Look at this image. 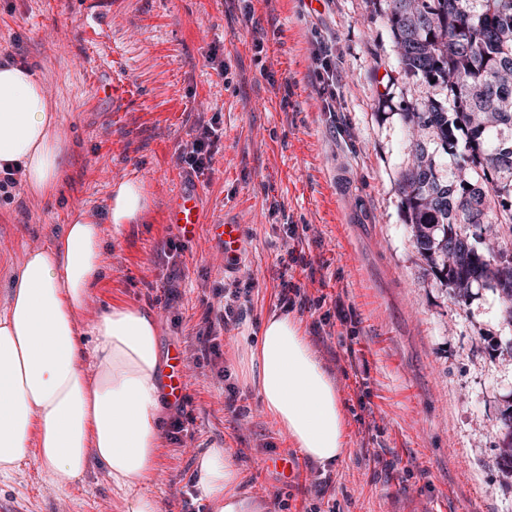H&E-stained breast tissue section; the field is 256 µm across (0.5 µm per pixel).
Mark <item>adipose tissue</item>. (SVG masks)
<instances>
[{
	"label": "adipose tissue",
	"mask_w": 512,
	"mask_h": 512,
	"mask_svg": "<svg viewBox=\"0 0 512 512\" xmlns=\"http://www.w3.org/2000/svg\"><path fill=\"white\" fill-rule=\"evenodd\" d=\"M56 124L35 72L0 65V167H16L44 198L56 194L65 163ZM146 207L142 183L127 180L113 191L107 219L131 224ZM101 252L97 220L81 213L50 247L28 251L13 279L0 312V476L17 470L36 438V462L57 487L79 482L95 460L122 492L125 512H158L141 490L155 472L161 424L155 317L117 304L90 324L93 348L79 335L77 315L101 278ZM239 372L304 457L327 468L345 455L348 418L338 387L295 318L268 316ZM195 473L212 512H264L243 489L228 449H202Z\"/></svg>",
	"instance_id": "obj_1"
}]
</instances>
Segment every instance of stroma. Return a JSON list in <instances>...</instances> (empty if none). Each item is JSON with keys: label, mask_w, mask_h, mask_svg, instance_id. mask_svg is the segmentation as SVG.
<instances>
[{"label": "stroma", "mask_w": 512, "mask_h": 512, "mask_svg": "<svg viewBox=\"0 0 512 512\" xmlns=\"http://www.w3.org/2000/svg\"><path fill=\"white\" fill-rule=\"evenodd\" d=\"M385 0H0V64L37 75L59 120L66 162L48 199L16 182L0 195V310L27 250L82 211L102 219L103 276L78 317L108 306L151 311L161 352L189 370L183 412L165 403L156 475L160 512H210L192 484L200 449L228 448L265 512H512L499 464L512 410V322L493 288L454 298L413 246L398 179L411 162L406 107L440 88L404 79ZM328 54L336 109L323 108L316 58ZM219 118L211 165L181 160ZM137 179L138 223H105L114 186ZM205 220L240 224L232 262L207 236L166 221L179 188ZM295 233H288V225ZM322 309L292 307L336 382L348 451L330 468L276 459L298 451L238 376L263 320L283 312L279 277ZM251 283L242 320L224 304ZM218 352L204 350V342ZM181 417L184 430L168 428ZM0 512H124L105 468L55 486L34 456L0 477Z\"/></svg>", "instance_id": "35a3bbf8"}]
</instances>
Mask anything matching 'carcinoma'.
Masks as SVG:
<instances>
[{
	"instance_id": "1",
	"label": "carcinoma",
	"mask_w": 512,
	"mask_h": 512,
	"mask_svg": "<svg viewBox=\"0 0 512 512\" xmlns=\"http://www.w3.org/2000/svg\"><path fill=\"white\" fill-rule=\"evenodd\" d=\"M387 20L405 79L435 83L448 101L430 99L404 113L414 161L400 176L417 252L457 299L476 285L498 291L512 322V249L479 251L482 235L464 226H497L512 238V0H386ZM452 157L439 169L430 145ZM500 458L512 473V413Z\"/></svg>"
}]
</instances>
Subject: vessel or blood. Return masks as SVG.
<instances>
[{"label": "vessel or blood", "mask_w": 512, "mask_h": 512, "mask_svg": "<svg viewBox=\"0 0 512 512\" xmlns=\"http://www.w3.org/2000/svg\"><path fill=\"white\" fill-rule=\"evenodd\" d=\"M168 223L179 228L185 239H194L199 230H206L213 242L218 244L225 261L236 260L243 248V227L239 224H205L200 196L197 190L181 189L172 196L168 207ZM187 372L180 349H171L162 369V387L167 398L174 403L185 396Z\"/></svg>", "instance_id": "b4317fda"}]
</instances>
